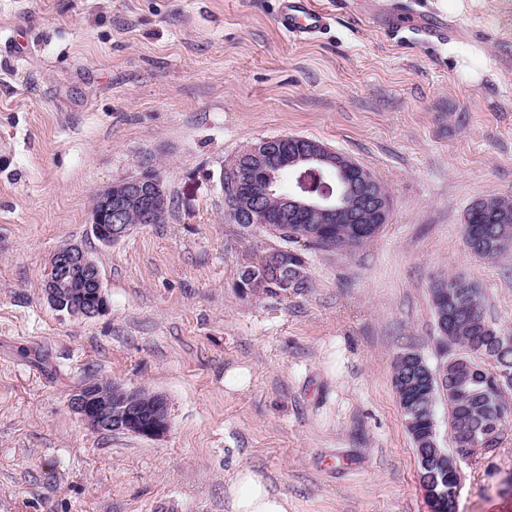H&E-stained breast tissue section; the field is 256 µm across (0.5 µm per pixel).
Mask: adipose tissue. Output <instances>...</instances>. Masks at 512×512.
Returning <instances> with one entry per match:
<instances>
[{
	"label": "adipose tissue",
	"mask_w": 512,
	"mask_h": 512,
	"mask_svg": "<svg viewBox=\"0 0 512 512\" xmlns=\"http://www.w3.org/2000/svg\"><path fill=\"white\" fill-rule=\"evenodd\" d=\"M229 512H291L287 494L273 491L255 470L243 467L229 480L226 491Z\"/></svg>",
	"instance_id": "ef3b65f1"
}]
</instances>
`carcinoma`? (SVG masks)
<instances>
[{
	"label": "carcinoma",
	"instance_id": "1",
	"mask_svg": "<svg viewBox=\"0 0 512 512\" xmlns=\"http://www.w3.org/2000/svg\"><path fill=\"white\" fill-rule=\"evenodd\" d=\"M507 213L512 216V195H490L472 204L464 224L484 231L489 242L474 250V254L491 259L512 246V220L504 224L487 223V217ZM320 227L319 219L300 216L293 224H268L266 230L285 242L304 241L317 248H354L372 238L381 228L366 218L361 224H340L338 232L330 239H314V229ZM277 253L297 269L295 280L281 283L272 272L269 254ZM307 260L303 253L285 248H268L258 263L244 267L238 287L255 296L280 294L288 289L303 291L309 287ZM441 288L448 289V299L462 293L466 306L448 308V339L461 353L457 362L448 366L442 380L430 376L429 366L414 368L406 356L397 357L394 366V386L405 420V426L415 447H426L431 433L436 431L435 404L444 390L448 398L450 425L458 447L467 448L471 455H483L491 444L485 435L503 426L507 419L506 394L512 391V383H497L496 371L512 372V336L500 331L485 313L479 290L467 278L451 275L438 282L432 295Z\"/></svg>",
	"mask_w": 512,
	"mask_h": 512
}]
</instances>
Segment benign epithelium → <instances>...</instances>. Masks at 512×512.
I'll return each mask as SVG.
<instances>
[{
  "label": "benign epithelium",
  "instance_id": "7a95c632",
  "mask_svg": "<svg viewBox=\"0 0 512 512\" xmlns=\"http://www.w3.org/2000/svg\"><path fill=\"white\" fill-rule=\"evenodd\" d=\"M262 140L248 152L266 168V177L250 189L256 201H275L280 223L293 221L304 213L324 217L319 228L329 235L332 224H355L358 210L370 211L374 223L384 224L388 207L386 196L374 189L358 196V209L340 204L334 187L344 183L343 175L352 174L354 164L345 156L314 142L302 145L291 154L268 148ZM153 166L146 162L140 174L117 180L99 196L91 211L90 226L98 241L108 246L126 236L132 225L125 215L134 208L145 207L147 216H161L169 208L159 179L149 178ZM44 293L51 306L72 317L90 318L107 309V299L97 263L79 246L67 245L52 256L45 271ZM70 409L96 431L132 434L157 439L170 429L167 399L160 394H143L110 383H90L75 391L69 399ZM469 458L458 448L435 447L420 456L421 487L431 507L455 497L461 480L460 462Z\"/></svg>",
  "mask_w": 512,
  "mask_h": 512
}]
</instances>
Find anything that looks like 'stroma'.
<instances>
[{
  "label": "stroma",
  "mask_w": 512,
  "mask_h": 512,
  "mask_svg": "<svg viewBox=\"0 0 512 512\" xmlns=\"http://www.w3.org/2000/svg\"><path fill=\"white\" fill-rule=\"evenodd\" d=\"M319 2L330 31L298 41L278 0H0V37L22 45L0 51V512H226L243 466L294 512H431L393 368L451 357L431 288L452 273L512 334V249L485 259L463 233L473 201L512 194V0ZM411 10L464 31L415 42ZM289 135L362 166L391 209L356 248L296 243L307 291L255 297L242 265L283 242L225 220L220 175ZM146 161L170 216L102 245L94 195ZM69 244L100 267L98 316L43 295ZM233 367L247 388H225ZM100 381L165 396L170 431L90 429L68 400ZM461 470L455 512H512V430Z\"/></svg>",
  "instance_id": "1"
}]
</instances>
